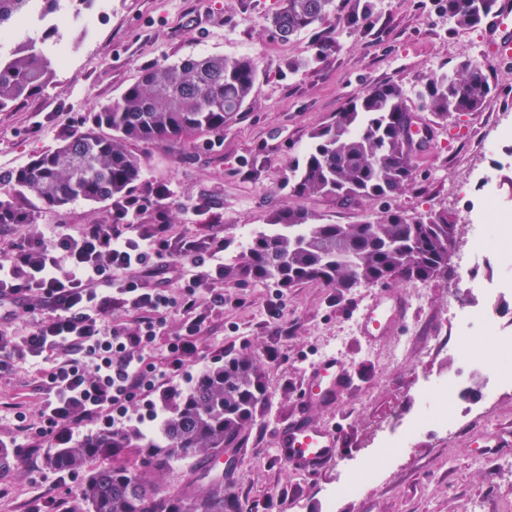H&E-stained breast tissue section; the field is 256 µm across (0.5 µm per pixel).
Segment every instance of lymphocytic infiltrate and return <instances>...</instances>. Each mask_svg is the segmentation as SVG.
I'll return each instance as SVG.
<instances>
[{
  "mask_svg": "<svg viewBox=\"0 0 512 512\" xmlns=\"http://www.w3.org/2000/svg\"><path fill=\"white\" fill-rule=\"evenodd\" d=\"M166 256L184 262L182 298L146 284L168 273ZM209 273H224L223 237L176 235L161 219L44 224L35 235L0 241V304L35 315L25 327L0 317V378L19 360L40 377L41 399L34 413H15L16 431L61 445L101 421L124 433L134 404L165 392L183 357L195 353L203 308L223 305V293L202 297L192 289ZM175 306L187 317L186 334L169 345L168 364L148 363L144 353Z\"/></svg>",
  "mask_w": 512,
  "mask_h": 512,
  "instance_id": "1",
  "label": "lymphocytic infiltrate"
}]
</instances>
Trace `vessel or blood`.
Listing matches in <instances>:
<instances>
[{
    "mask_svg": "<svg viewBox=\"0 0 512 512\" xmlns=\"http://www.w3.org/2000/svg\"><path fill=\"white\" fill-rule=\"evenodd\" d=\"M486 35L489 51L503 53L512 50V0H499L496 12L486 22ZM343 372L344 367L337 359L320 362L309 379L307 397L334 399ZM280 445L289 463L315 471L333 458L337 439L330 431L295 423L281 431Z\"/></svg>",
    "mask_w": 512,
    "mask_h": 512,
    "instance_id": "obj_1",
    "label": "vessel or blood"
}]
</instances>
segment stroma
<instances>
[{"instance_id": "stroma-1", "label": "stroma", "mask_w": 512, "mask_h": 512, "mask_svg": "<svg viewBox=\"0 0 512 512\" xmlns=\"http://www.w3.org/2000/svg\"><path fill=\"white\" fill-rule=\"evenodd\" d=\"M374 23L353 33L328 21L281 40L270 19L280 0H95L76 13L65 5L56 15L69 57L40 94L0 112V171L29 163L56 146L61 136L82 130L83 121L109 106L149 66L190 55L249 56L259 77L238 119L219 145L180 152L151 144L132 150L142 163L144 184L167 185L161 203L174 232L205 237L224 232V263L242 251L238 231L267 228V216L289 206L336 224L383 218L396 209L410 218L445 211L458 226L448 258V278L359 284L350 291L319 283L279 288L235 280H206L224 290L223 307L209 308L198 336L197 357L185 360L173 380L186 387L206 366L231 356L253 354L264 384L261 410L246 432L234 463L224 472L226 488L253 512H512V387L504 388L492 413L480 412L482 396L462 393L474 413L453 435L420 424L428 388L439 378L466 373L456 352L457 304L450 291L472 230L466 201L475 191L471 171L494 176L497 159L483 144L495 113H512V58H487L491 80L502 93L481 111L449 117L435 126L428 147L413 158L415 179L397 198L342 205L325 196H292L288 177L310 143L313 128L330 121L348 100L377 85L402 90L416 103L420 85L440 69L476 58L484 28L462 29L438 12L432 0H372ZM320 39L340 43L339 52L315 59ZM298 61L288 70V61ZM107 216L106 204L81 201L37 212L41 224H92ZM403 300L409 310L390 331L366 338L361 315L371 302ZM339 359L349 374L343 398L331 403L305 399L314 365ZM37 376L17 363L0 381V439L14 438L13 405L37 407ZM329 428L338 436V455L317 474L289 464L278 445L280 428L292 417ZM50 445L0 450V512H31L55 498L67 512L71 498L56 483L47 461ZM123 464L142 471L140 451L121 448L91 459L71 473L73 485L87 470ZM205 459L142 471L144 479L176 493ZM357 481L359 495H337V486Z\"/></svg>"}]
</instances>
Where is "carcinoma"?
Instances as JSON below:
<instances>
[{
    "instance_id": "cac0c4a2",
    "label": "carcinoma",
    "mask_w": 512,
    "mask_h": 512,
    "mask_svg": "<svg viewBox=\"0 0 512 512\" xmlns=\"http://www.w3.org/2000/svg\"><path fill=\"white\" fill-rule=\"evenodd\" d=\"M434 3L455 26L471 28L485 21L497 0ZM29 4L0 0V31L15 26ZM372 15L371 0H354L343 21L365 30ZM332 16L339 17L335 0H280L272 26L288 40ZM57 30L46 28L39 39L17 43L6 62H0V111L52 82L58 65L37 42L54 38ZM258 76L252 57L190 56L144 69L117 100L94 114L85 130L63 136L28 164L0 173V185L8 188L0 198V218H33L36 204L61 209L77 201H108L114 207L136 197L147 207L154 205L156 190L140 193L141 162L130 145L184 147L199 136L220 140L224 128L237 120ZM496 92L486 67L468 59L427 78L417 99L432 122L440 124L454 114L480 111ZM415 118L399 88H370L312 132L301 164L288 178L290 193L330 196L342 204L398 196L414 178L415 151L407 146L405 130ZM267 223L275 232L254 236L237 264L224 268L225 279L279 288L319 282L344 292L359 283L445 277L458 234V224L445 211L408 219L390 209L374 222L328 224L281 207L269 214ZM262 396L256 359L237 356L201 369L188 389L165 396V413L154 433L136 428L120 436L100 433L54 449L49 464L76 470L114 448H140L145 463L162 471L179 461L209 458L241 447ZM81 498L87 512H244L222 476L199 475L173 496L136 472L112 465L88 475Z\"/></svg>"
}]
</instances>
